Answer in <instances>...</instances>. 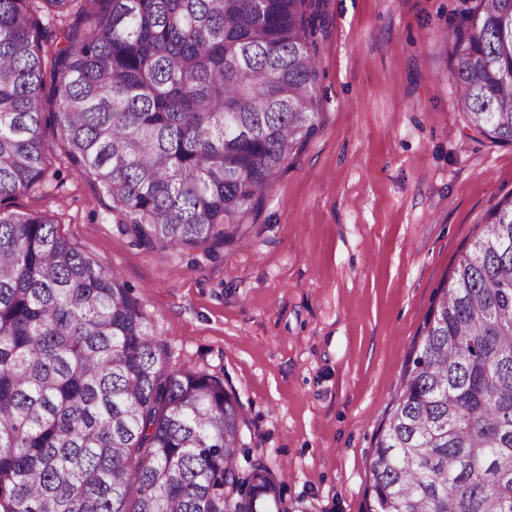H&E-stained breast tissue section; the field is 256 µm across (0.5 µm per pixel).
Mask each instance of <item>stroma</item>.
Wrapping results in <instances>:
<instances>
[{
    "label": "stroma",
    "instance_id": "1",
    "mask_svg": "<svg viewBox=\"0 0 512 512\" xmlns=\"http://www.w3.org/2000/svg\"><path fill=\"white\" fill-rule=\"evenodd\" d=\"M459 0H320L319 133L243 240L137 246L47 125L48 176L17 195L117 271L168 365L223 380L250 457L284 466L287 512H364L376 435L436 293L512 193V145L476 137L430 49Z\"/></svg>",
    "mask_w": 512,
    "mask_h": 512
}]
</instances>
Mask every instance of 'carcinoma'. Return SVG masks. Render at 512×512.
<instances>
[{"label": "carcinoma", "instance_id": "carcinoma-1", "mask_svg": "<svg viewBox=\"0 0 512 512\" xmlns=\"http://www.w3.org/2000/svg\"><path fill=\"white\" fill-rule=\"evenodd\" d=\"M323 24L315 0H0V512H285L272 466L238 465V396L169 369L115 271L1 205L45 178L52 122L139 246L242 239L321 127ZM432 49L470 128L512 145V0H460ZM483 224L408 356L366 512H512V193Z\"/></svg>", "mask_w": 512, "mask_h": 512}]
</instances>
